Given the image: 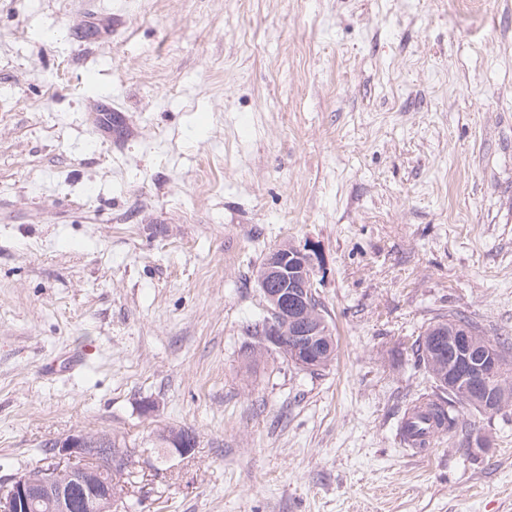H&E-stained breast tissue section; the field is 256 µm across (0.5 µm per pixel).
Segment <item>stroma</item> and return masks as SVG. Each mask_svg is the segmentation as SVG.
Segmentation results:
<instances>
[{"label":"stroma","instance_id":"1","mask_svg":"<svg viewBox=\"0 0 512 512\" xmlns=\"http://www.w3.org/2000/svg\"><path fill=\"white\" fill-rule=\"evenodd\" d=\"M284 243L314 372L248 351ZM451 311L512 345V0H0V487L82 431L117 512H512V408L396 437ZM294 245L288 244V247H280L273 254H269L264 262L259 266L256 272V281L259 277V288L264 295L268 305L276 309L280 316L282 325L270 323L266 333L264 345H280L282 341L284 345L291 343L292 361L297 365L308 368L311 365V356L316 348L317 330L308 317L310 307L306 304L304 295L300 294V289L313 288L312 295V314L314 315V323L316 327H320V332L324 333L320 336L318 352L315 356L317 359L313 369L325 368L331 365L336 356V341L334 339L332 329L326 319L324 306L316 298L314 289V275L316 270L315 261L318 259L313 250L296 248ZM295 251V258L290 260ZM268 259V260H267ZM267 260V261H266ZM290 260V261H289ZM266 261V262H265ZM295 261L301 263L302 281H294L292 287L288 288L290 274L295 273V268H290ZM265 263V265H264ZM264 265V266H263ZM263 266V267H262ZM297 289V290H296ZM301 298H303L301 300ZM303 303V304H302ZM317 309V311H316ZM439 435L433 419L428 420V416L423 411L406 410L398 425L399 441L417 454L426 450V448H418L423 439L428 440L430 446Z\"/></svg>","mask_w":512,"mask_h":512}]
</instances>
